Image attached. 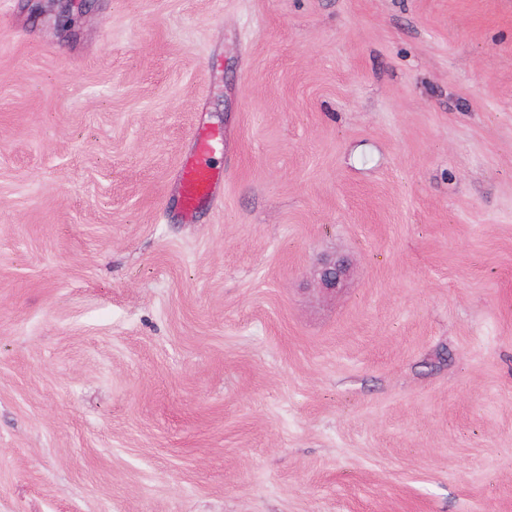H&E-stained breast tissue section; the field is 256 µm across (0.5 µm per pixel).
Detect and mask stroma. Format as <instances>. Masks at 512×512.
<instances>
[{
	"instance_id": "1",
	"label": "stroma",
	"mask_w": 512,
	"mask_h": 512,
	"mask_svg": "<svg viewBox=\"0 0 512 512\" xmlns=\"http://www.w3.org/2000/svg\"><path fill=\"white\" fill-rule=\"evenodd\" d=\"M56 9L0 0V512H512V0ZM209 135H198L193 154L181 164L177 173L182 212L190 217L216 193L222 177L204 159L210 147ZM349 276V264L343 258H336V256L320 258L312 272V279L316 287L332 294H336L337 291L344 288Z\"/></svg>"
}]
</instances>
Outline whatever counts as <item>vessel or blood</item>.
I'll list each match as a JSON object with an SVG mask.
<instances>
[{
    "label": "vessel or blood",
    "instance_id": "obj_1",
    "mask_svg": "<svg viewBox=\"0 0 512 512\" xmlns=\"http://www.w3.org/2000/svg\"><path fill=\"white\" fill-rule=\"evenodd\" d=\"M209 147V136H198L192 155L182 162L177 173L181 209L189 217L215 195L222 181L205 159Z\"/></svg>",
    "mask_w": 512,
    "mask_h": 512
}]
</instances>
